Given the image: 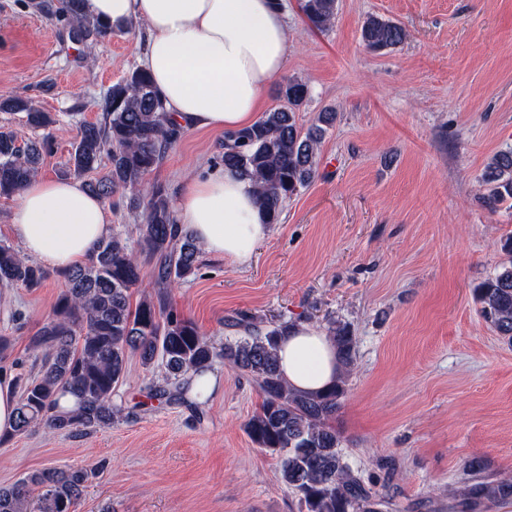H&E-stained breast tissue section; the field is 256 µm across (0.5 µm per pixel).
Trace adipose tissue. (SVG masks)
Listing matches in <instances>:
<instances>
[{
    "mask_svg": "<svg viewBox=\"0 0 512 512\" xmlns=\"http://www.w3.org/2000/svg\"><path fill=\"white\" fill-rule=\"evenodd\" d=\"M83 10L115 26L145 25L141 66L167 112L191 129L254 124L288 56V24L275 0H83ZM175 218L208 254L240 267L271 232L251 180L231 167L193 174ZM9 230L25 256L63 273L83 264L112 225L103 200L82 182L36 177L22 189ZM277 354L282 377L302 393L325 390L340 371L334 342L305 323L285 331Z\"/></svg>",
    "mask_w": 512,
    "mask_h": 512,
    "instance_id": "1",
    "label": "adipose tissue"
}]
</instances>
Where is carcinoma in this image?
<instances>
[{"label": "carcinoma", "instance_id": "1", "mask_svg": "<svg viewBox=\"0 0 512 512\" xmlns=\"http://www.w3.org/2000/svg\"><path fill=\"white\" fill-rule=\"evenodd\" d=\"M34 12L65 22L69 36L88 48L112 33V27L85 15L82 0H28ZM310 28L323 31L336 15V0H302ZM407 33L401 25L377 16L361 27V40L373 52L401 45ZM282 104L263 113L251 127L224 133L221 165L240 170L253 182L268 223L276 224L284 202L310 185L318 171V150L336 113H320L318 123L304 130L296 112L309 97L308 85L289 78L277 88ZM0 111L24 114L33 130H47L55 116L31 99L0 98ZM102 120L80 125L68 166L80 176L107 161V171L87 181L93 194L110 199L121 191L127 207L143 209L136 225L139 252L119 233L98 241L87 263L67 274V288L58 296L51 316L31 337L41 353L38 372L22 382L15 435L41 427L49 434L80 435L109 427L121 414L112 393L126 372L128 356L138 355L151 367L160 363L164 384L151 388L150 397L169 401L182 397L191 376H203L218 358L249 376L263 396L245 430L260 449L281 456L282 483L298 495L300 512H386L392 503L369 488L341 450V437L330 420L341 408L346 381L339 377L324 393L292 391L281 377L278 339L289 324L255 329L240 319L244 334L224 341L217 349L194 323L178 315L168 297H147L131 304L132 290L141 282L139 256L156 260L158 283L173 287L198 268L200 248L178 232L170 196L146 176L158 167L180 139L183 128L174 124L150 75L132 70L113 84L103 99ZM48 138L21 140L0 127V197L13 196L38 172ZM483 182L486 206L496 209L512 201V149L493 155ZM506 264L475 289L480 313L497 335L512 342V236L503 244ZM48 272L0 243V285L38 288ZM338 361L350 368L355 338L346 325L328 321ZM69 394L76 407L63 411L60 397ZM90 478L82 467H47L33 471L9 486L0 487V512H75ZM487 499L512 496V483L479 486Z\"/></svg>", "mask_w": 512, "mask_h": 512}]
</instances>
